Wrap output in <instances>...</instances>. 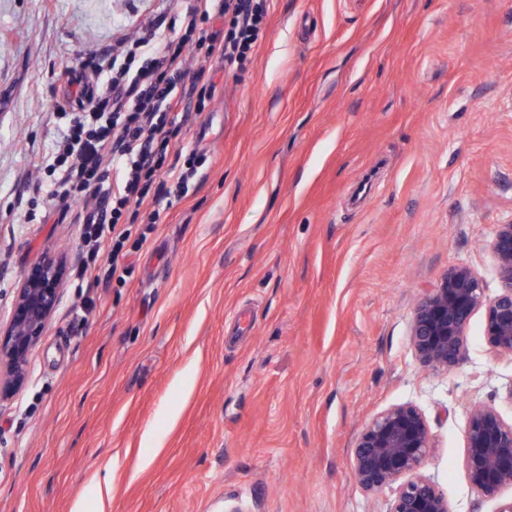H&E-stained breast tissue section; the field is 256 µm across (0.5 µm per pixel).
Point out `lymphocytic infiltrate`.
<instances>
[{"mask_svg":"<svg viewBox=\"0 0 512 512\" xmlns=\"http://www.w3.org/2000/svg\"><path fill=\"white\" fill-rule=\"evenodd\" d=\"M268 8V0H193L176 17L159 12L141 22L137 36H119L103 51L95 91L70 83L80 106L45 159V191L60 211L84 207L92 259L77 268L79 282L116 275L126 243L147 240L134 232L135 221L156 223L161 201L182 200L194 188L195 165L180 163L183 131L214 90L212 61L246 59ZM102 254L108 267L97 262Z\"/></svg>","mask_w":512,"mask_h":512,"instance_id":"lymphocytic-infiltrate-1","label":"lymphocytic infiltrate"}]
</instances>
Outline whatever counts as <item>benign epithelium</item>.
Listing matches in <instances>:
<instances>
[{
  "label": "benign epithelium",
  "mask_w": 512,
  "mask_h": 512,
  "mask_svg": "<svg viewBox=\"0 0 512 512\" xmlns=\"http://www.w3.org/2000/svg\"><path fill=\"white\" fill-rule=\"evenodd\" d=\"M500 292L485 294L481 278L470 268L452 266L415 305L411 343L431 372H448L460 359L471 316L485 315V335L492 348L512 356V224H502L491 242ZM60 267L46 260L17 293L6 333L0 338V394L24 382L27 356L38 342L59 303ZM468 479L485 498H497L512 485V421L494 408L482 407L470 418L465 436ZM435 448L428 421L411 404L394 405L374 417L360 432L353 450L356 483L368 493L395 487L388 512H449L448 500L420 473Z\"/></svg>",
  "instance_id": "benign-epithelium-1"
}]
</instances>
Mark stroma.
<instances>
[{
  "label": "stroma",
  "instance_id": "stroma-1",
  "mask_svg": "<svg viewBox=\"0 0 512 512\" xmlns=\"http://www.w3.org/2000/svg\"><path fill=\"white\" fill-rule=\"evenodd\" d=\"M191 0H0V325L47 258L60 301L0 398V512H387L355 482L372 418L410 403L450 512H497L465 467L474 408L512 420V356L475 312L448 373L414 305L449 266L500 282L512 224V0H272L217 63L186 137L196 190L160 205L123 279L78 287L79 207L39 185L70 111L63 63ZM109 474L101 497L94 476Z\"/></svg>",
  "mask_w": 512,
  "mask_h": 512
}]
</instances>
